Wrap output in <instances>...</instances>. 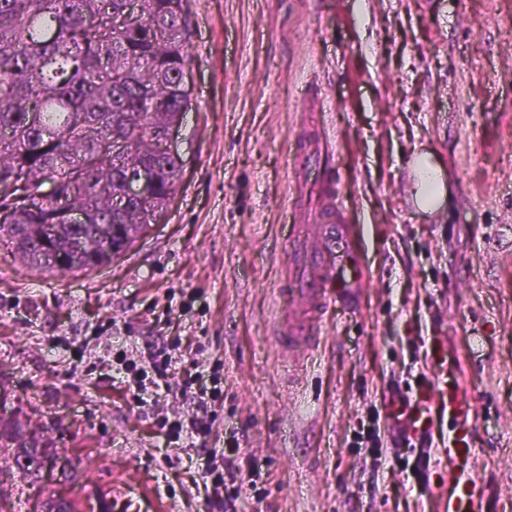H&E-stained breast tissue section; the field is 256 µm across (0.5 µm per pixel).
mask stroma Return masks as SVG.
Here are the masks:
<instances>
[{
    "label": "stroma",
    "instance_id": "35a3bbf8",
    "mask_svg": "<svg viewBox=\"0 0 512 512\" xmlns=\"http://www.w3.org/2000/svg\"><path fill=\"white\" fill-rule=\"evenodd\" d=\"M191 108L174 145L181 189L126 255L41 273L0 240V417L66 449L65 473L13 494L79 512H201L196 449L163 447L177 397L132 408L119 355L162 337L224 363L222 432L266 464L279 512H446L463 487L512 512V0H186ZM332 140L367 274L318 348L279 349L285 204L315 223L317 167L295 141ZM425 150L448 195L413 203ZM175 297L170 328L153 312ZM400 386L432 420L430 482L384 443L379 490L351 440ZM474 408L467 451L448 445L449 391Z\"/></svg>",
    "mask_w": 512,
    "mask_h": 512
}]
</instances>
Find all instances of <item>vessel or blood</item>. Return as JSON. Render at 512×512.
<instances>
[{"mask_svg":"<svg viewBox=\"0 0 512 512\" xmlns=\"http://www.w3.org/2000/svg\"><path fill=\"white\" fill-rule=\"evenodd\" d=\"M319 190L323 206L317 251H309L305 245L307 228L300 224L298 210L292 206L285 210L291 232L284 243L288 280L282 295L288 302L289 314L277 329L276 341L282 349L303 353L319 341L323 317L329 309H349L357 304L363 281L345 220L347 205L338 194L337 180L320 183ZM448 418L450 443L466 445L471 432L469 408L459 395L448 396Z\"/></svg>","mask_w":512,"mask_h":512,"instance_id":"b4317fda","label":"vessel or blood"}]
</instances>
